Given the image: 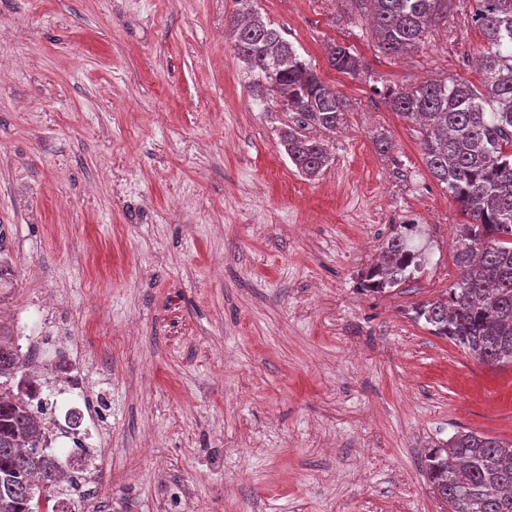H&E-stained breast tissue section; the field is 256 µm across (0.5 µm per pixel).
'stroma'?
I'll return each mask as SVG.
<instances>
[{
	"mask_svg": "<svg viewBox=\"0 0 512 512\" xmlns=\"http://www.w3.org/2000/svg\"><path fill=\"white\" fill-rule=\"evenodd\" d=\"M257 5L346 103L318 177L253 96L240 0H0V333L30 319L29 351L98 395L97 512H448L421 458L512 440V366L414 319L459 278L465 218L387 91L479 83L474 0L402 58L348 0ZM407 224L424 267L364 290ZM331 67L335 70L353 75L362 70L361 61L354 55L350 48L335 44L331 46L328 56Z\"/></svg>",
	"mask_w": 512,
	"mask_h": 512,
	"instance_id": "stroma-1",
	"label": "stroma"
}]
</instances>
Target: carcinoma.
<instances>
[{
	"instance_id": "obj_1",
	"label": "carcinoma",
	"mask_w": 512,
	"mask_h": 512,
	"mask_svg": "<svg viewBox=\"0 0 512 512\" xmlns=\"http://www.w3.org/2000/svg\"><path fill=\"white\" fill-rule=\"evenodd\" d=\"M370 13L381 52L402 56L420 46L433 22L448 15V0H349ZM473 21L487 49L480 57V85L467 80L425 81L390 92L392 109L423 130V158L467 217L457 245L460 279L448 299L422 303L415 319L431 326L488 366L512 365V0H475ZM234 50L244 63L253 95L280 94L296 127L280 142L298 172L314 178L331 156L310 126L336 132L345 103L329 89L273 23L251 11L233 26ZM328 61L353 75L361 61L334 45ZM389 236L379 261L363 275L367 291L384 292L413 278L422 253L408 231ZM29 360L12 337L0 333V512H59L61 469L38 449L46 414L29 408L38 388ZM426 472L448 512H512V441L459 431L425 454Z\"/></svg>"
}]
</instances>
